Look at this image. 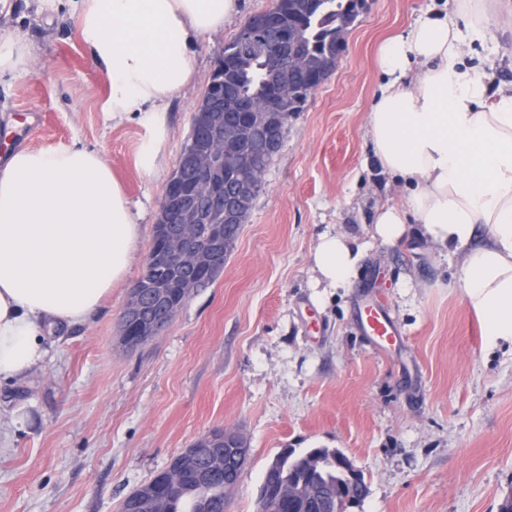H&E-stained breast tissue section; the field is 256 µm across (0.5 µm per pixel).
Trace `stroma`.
I'll return each mask as SVG.
<instances>
[{
  "label": "stroma",
  "mask_w": 512,
  "mask_h": 512,
  "mask_svg": "<svg viewBox=\"0 0 512 512\" xmlns=\"http://www.w3.org/2000/svg\"><path fill=\"white\" fill-rule=\"evenodd\" d=\"M438 0H364L335 71L290 118L224 271L162 333L131 350L122 312L152 246L159 203L224 46L270 0H240L194 49L175 95L159 170L136 155V120L103 110L108 78L91 62L75 0H0V38L27 36L30 71L0 79V158L17 146L101 150L141 225L128 279L87 322L47 333L46 361L0 379V512H119L132 490L197 437L236 430L250 459L227 512H256L264 472L285 448L342 452L367 484L348 512H499L512 497V356L483 349L477 315L450 283L456 257L411 226L372 243L377 203L406 190L382 173L366 135L383 82L375 54ZM366 244L351 287L321 289L324 232ZM381 301L402 341L378 349L361 310Z\"/></svg>",
  "instance_id": "1"
}]
</instances>
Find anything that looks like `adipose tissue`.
<instances>
[{
	"label": "adipose tissue",
	"mask_w": 512,
	"mask_h": 512,
	"mask_svg": "<svg viewBox=\"0 0 512 512\" xmlns=\"http://www.w3.org/2000/svg\"><path fill=\"white\" fill-rule=\"evenodd\" d=\"M238 0H79L90 58L109 78L103 109L148 131L137 158L153 174L166 104L194 78V48L223 30ZM512 28V0H444L385 39V76L368 114L383 172L404 183V208L378 209L373 240L395 247L407 222L460 259L454 282L478 315L487 349L512 346V83L491 88L486 63L464 50ZM140 226L103 153L78 144L21 146L0 165V378L46 356L52 328L87 321L135 260ZM363 248L324 233L317 284L347 288Z\"/></svg>",
	"instance_id": "ef3b65f1"
}]
</instances>
